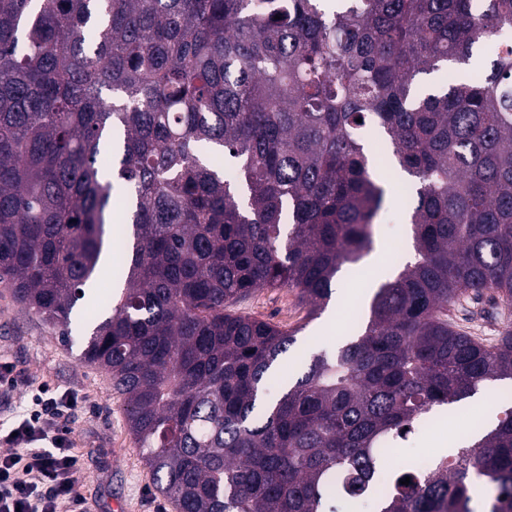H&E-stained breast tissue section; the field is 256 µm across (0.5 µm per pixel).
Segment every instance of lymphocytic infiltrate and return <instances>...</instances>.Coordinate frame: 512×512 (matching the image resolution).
I'll use <instances>...</instances> for the list:
<instances>
[{"label": "lymphocytic infiltrate", "instance_id": "1", "mask_svg": "<svg viewBox=\"0 0 512 512\" xmlns=\"http://www.w3.org/2000/svg\"><path fill=\"white\" fill-rule=\"evenodd\" d=\"M84 400L37 385L13 434L0 437V512H70L83 500L69 424Z\"/></svg>", "mask_w": 512, "mask_h": 512}]
</instances>
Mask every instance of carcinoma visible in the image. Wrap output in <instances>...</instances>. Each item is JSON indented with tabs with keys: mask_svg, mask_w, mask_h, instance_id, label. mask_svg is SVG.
Returning a JSON list of instances; mask_svg holds the SVG:
<instances>
[{
	"mask_svg": "<svg viewBox=\"0 0 512 512\" xmlns=\"http://www.w3.org/2000/svg\"><path fill=\"white\" fill-rule=\"evenodd\" d=\"M506 31L512 0H0V280L70 340L123 190L122 285L81 316V359L179 512H473L477 483L512 512V407L428 467L379 459L512 381V330L485 344L452 317L512 306ZM481 41L479 79L419 92ZM363 127L411 186L414 259L273 393L295 331L228 307L291 288L313 318L369 252L387 191Z\"/></svg>",
	"mask_w": 512,
	"mask_h": 512,
	"instance_id": "1",
	"label": "carcinoma"
}]
</instances>
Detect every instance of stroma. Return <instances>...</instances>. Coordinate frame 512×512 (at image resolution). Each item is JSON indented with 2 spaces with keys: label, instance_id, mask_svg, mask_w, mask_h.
<instances>
[{
  "label": "stroma",
  "instance_id": "35a3bbf8",
  "mask_svg": "<svg viewBox=\"0 0 512 512\" xmlns=\"http://www.w3.org/2000/svg\"><path fill=\"white\" fill-rule=\"evenodd\" d=\"M390 192L374 226L372 254L382 257L390 271L399 270L411 257L406 211L395 192L403 184L399 168L383 174ZM365 263L344 267L331 302L309 318L308 304L286 288L264 289L234 305V312L264 320L296 333V342L279 362L280 377L295 376L313 353L329 351L349 340L369 302V289L377 287ZM81 343L61 341L57 329L26 311L6 283L0 282V360L13 365L18 377L45 382L58 390L72 389L87 395L88 406L71 425V436L80 456L81 512H178L174 503L155 488L143 451L127 426L122 399L112 388L110 376L81 360ZM481 410L453 406L441 424L419 427L407 440L397 442L382 459L392 471L406 459H437L442 440L456 441L485 423Z\"/></svg>",
  "mask_w": 512,
  "mask_h": 512
}]
</instances>
